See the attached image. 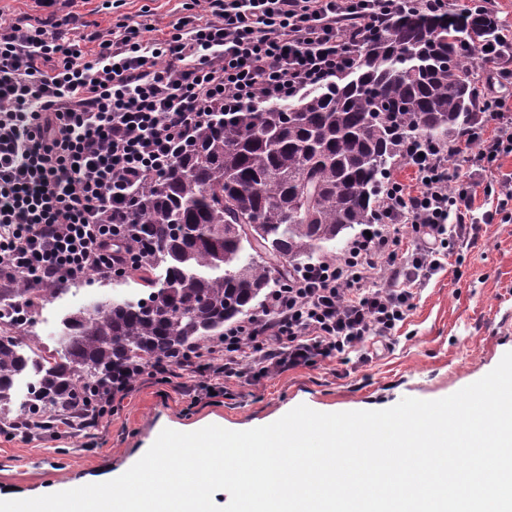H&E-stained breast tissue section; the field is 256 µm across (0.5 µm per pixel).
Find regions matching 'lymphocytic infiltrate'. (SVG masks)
<instances>
[{"label":"lymphocytic infiltrate","mask_w":512,"mask_h":512,"mask_svg":"<svg viewBox=\"0 0 512 512\" xmlns=\"http://www.w3.org/2000/svg\"><path fill=\"white\" fill-rule=\"evenodd\" d=\"M451 12L450 0H202L200 13L145 37L123 24L70 37L75 18L40 26L0 24V284L45 288L96 275L127 277L145 253L129 214L134 194L170 169L193 127L214 108L239 112L285 100L351 69L368 37L401 13ZM494 58L478 96L494 134L470 127L441 143L411 142L414 184L391 178L381 221L339 257L292 271L216 346L164 357L148 370L205 374L193 401L226 382H256L351 352L392 335L418 291L448 257L479 238L481 224L512 221V173L492 167L512 154V108L493 95L512 85V39L476 46ZM462 160L485 174L473 182ZM495 209L476 215L477 193Z\"/></svg>","instance_id":"f902f5d3"}]
</instances>
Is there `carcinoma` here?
I'll list each match as a JSON object with an SVG mask.
<instances>
[{"label": "carcinoma", "mask_w": 512, "mask_h": 512, "mask_svg": "<svg viewBox=\"0 0 512 512\" xmlns=\"http://www.w3.org/2000/svg\"><path fill=\"white\" fill-rule=\"evenodd\" d=\"M494 16L462 6L451 22L405 12L377 31L336 82L295 100L193 128L174 165L141 189L130 222L150 250L131 273L145 288L66 316L42 355L0 329V414L15 380L45 427L85 412L166 356L224 336L295 266L379 221L391 165L407 141L449 140L481 120L473 46L500 37Z\"/></svg>", "instance_id": "1"}]
</instances>
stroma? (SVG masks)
<instances>
[{
    "mask_svg": "<svg viewBox=\"0 0 512 512\" xmlns=\"http://www.w3.org/2000/svg\"><path fill=\"white\" fill-rule=\"evenodd\" d=\"M192 0H0V24H44L71 14L80 39L123 23L168 29L189 15ZM96 276L63 284L54 298L31 307L35 343L55 346L62 317L84 305L137 294ZM512 351V223L483 225L477 244L449 257L422 288L394 336L351 353L345 365L299 367L258 384L231 382L225 395L199 404L182 375L160 384L142 378L110 420L81 428L50 425L28 437L0 430V490L30 499L68 490L77 482L115 478L134 465L166 428L192 432L209 425L232 431L264 426L298 405L325 413L383 410L403 398L436 400L479 380Z\"/></svg>",
    "mask_w": 512,
    "mask_h": 512,
    "instance_id": "1",
    "label": "stroma"
}]
</instances>
